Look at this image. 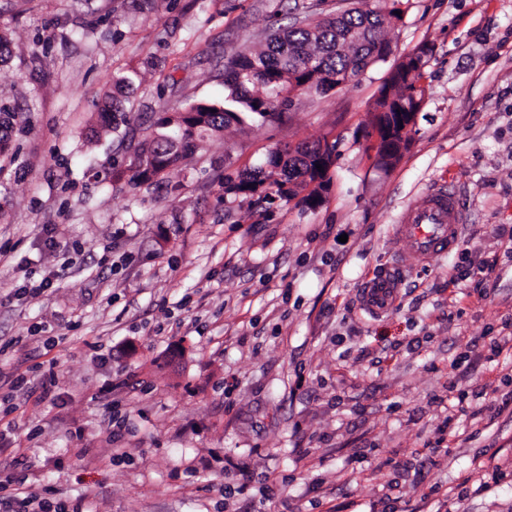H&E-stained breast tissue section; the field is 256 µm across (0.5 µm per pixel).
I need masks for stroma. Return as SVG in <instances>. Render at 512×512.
Segmentation results:
<instances>
[{"mask_svg":"<svg viewBox=\"0 0 512 512\" xmlns=\"http://www.w3.org/2000/svg\"><path fill=\"white\" fill-rule=\"evenodd\" d=\"M388 61L281 120L233 125L153 185L98 106L134 73L135 141L224 97V63L343 0H0V454L69 512H512V0H398ZM428 51L407 149L374 163V101ZM321 141L323 204L228 195ZM452 189L459 247L393 226ZM397 306L373 316L384 269ZM57 276L15 299L24 280ZM494 399V409L484 407ZM400 288L401 282L393 273L380 271L365 281L360 291L361 304L370 314L388 312L396 306Z\"/></svg>","mask_w":512,"mask_h":512,"instance_id":"obj_1","label":"stroma"}]
</instances>
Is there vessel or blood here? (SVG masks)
<instances>
[{"mask_svg":"<svg viewBox=\"0 0 512 512\" xmlns=\"http://www.w3.org/2000/svg\"><path fill=\"white\" fill-rule=\"evenodd\" d=\"M460 223L455 194L435 190L404 211L394 232L408 240L414 254L430 262L458 247ZM400 288L401 282L393 273L378 272L365 281L360 291L361 304L374 315L390 311L397 303Z\"/></svg>","mask_w":512,"mask_h":512,"instance_id":"obj_1","label":"vessel or blood"}]
</instances>
